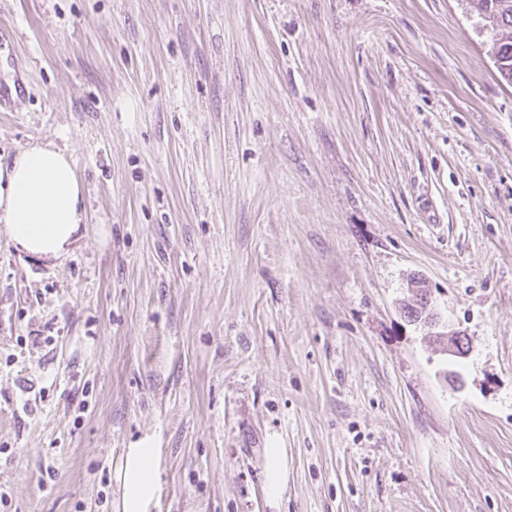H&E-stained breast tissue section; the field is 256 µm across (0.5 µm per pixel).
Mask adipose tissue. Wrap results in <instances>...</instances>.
Masks as SVG:
<instances>
[{
	"label": "adipose tissue",
	"mask_w": 512,
	"mask_h": 512,
	"mask_svg": "<svg viewBox=\"0 0 512 512\" xmlns=\"http://www.w3.org/2000/svg\"><path fill=\"white\" fill-rule=\"evenodd\" d=\"M81 200L70 158L51 145L25 148L0 167V223L26 253L43 258L65 254L85 222ZM158 454L148 437L126 449L117 470L120 512H149L158 485Z\"/></svg>",
	"instance_id": "1"
}]
</instances>
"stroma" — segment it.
<instances>
[{
    "label": "stroma",
    "mask_w": 512,
    "mask_h": 512,
    "mask_svg": "<svg viewBox=\"0 0 512 512\" xmlns=\"http://www.w3.org/2000/svg\"><path fill=\"white\" fill-rule=\"evenodd\" d=\"M491 43L470 0H0V164L65 151L87 216L59 258L0 234V512H116L147 435L150 512H512ZM158 454L148 436L126 449L117 470L120 512H149L158 485ZM285 479L286 468L282 461L281 449H268L267 489L271 498L275 499L279 496Z\"/></svg>",
    "instance_id": "stroma-1"
}]
</instances>
